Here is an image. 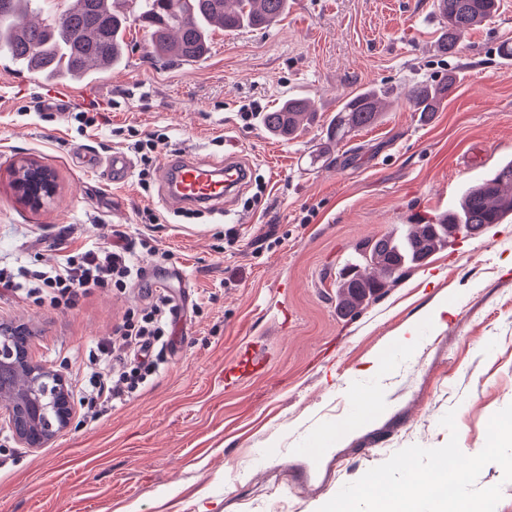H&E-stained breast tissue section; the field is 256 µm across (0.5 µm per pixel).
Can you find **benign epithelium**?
Returning a JSON list of instances; mask_svg holds the SVG:
<instances>
[{
  "label": "benign epithelium",
  "mask_w": 512,
  "mask_h": 512,
  "mask_svg": "<svg viewBox=\"0 0 512 512\" xmlns=\"http://www.w3.org/2000/svg\"><path fill=\"white\" fill-rule=\"evenodd\" d=\"M13 186L20 200L38 208L55 196L51 173L35 160L20 158L13 165ZM18 370L22 387L13 402L0 404L16 442L22 448H40L64 430L73 417V406L63 374L38 364L29 357L28 344L19 340L16 329L0 327V371Z\"/></svg>",
  "instance_id": "1"
}]
</instances>
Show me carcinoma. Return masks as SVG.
<instances>
[{"label":"carcinoma","instance_id":"obj_1","mask_svg":"<svg viewBox=\"0 0 512 512\" xmlns=\"http://www.w3.org/2000/svg\"><path fill=\"white\" fill-rule=\"evenodd\" d=\"M126 0H0V58L5 57L29 71L47 77L85 79L105 72L126 59L124 32L132 24L121 6ZM496 0H435L444 19L440 48L458 52L463 33L485 21ZM288 9V0H141L136 17L148 37L149 56L163 62L194 63L209 49V30L226 32L266 27ZM419 82L408 90L418 112L435 111V103L452 89ZM385 91L363 90L351 97L336 114L333 134L342 140L376 124L381 117ZM314 114L308 99L288 97L264 114L266 131L290 138L303 121ZM512 216V160L493 175L470 185L458 209L441 215L433 224H414L406 235H384L364 243L360 257L378 270L364 276L357 270L343 275L338 307L354 316L363 305L378 298L413 267L420 266L449 241L448 229L463 224L471 235Z\"/></svg>","mask_w":512,"mask_h":512}]
</instances>
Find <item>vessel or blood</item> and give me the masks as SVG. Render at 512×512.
<instances>
[{"label": "vessel or blood", "instance_id": "obj_1", "mask_svg": "<svg viewBox=\"0 0 512 512\" xmlns=\"http://www.w3.org/2000/svg\"><path fill=\"white\" fill-rule=\"evenodd\" d=\"M111 182L125 184L131 175L132 162L115 152L105 161ZM163 200L184 208H220L232 195L246 187L248 172L236 157L222 163H208L186 154L167 153L160 162Z\"/></svg>", "mask_w": 512, "mask_h": 512}]
</instances>
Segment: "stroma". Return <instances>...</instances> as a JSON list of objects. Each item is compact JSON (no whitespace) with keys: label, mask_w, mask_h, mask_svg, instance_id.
<instances>
[{"label":"stroma","mask_w":512,"mask_h":512,"mask_svg":"<svg viewBox=\"0 0 512 512\" xmlns=\"http://www.w3.org/2000/svg\"><path fill=\"white\" fill-rule=\"evenodd\" d=\"M433 0H288L265 29L210 34L206 59L159 64L128 27L122 66L90 82L71 110L100 113L78 132L40 110L32 73L0 60V264H52L126 239L154 265L129 293L95 290L59 313L0 296V323L25 325L34 362L79 384L99 340L157 279L176 328L146 384L98 418L76 409L43 448L17 447L0 422V512H317L347 483L411 445L443 446L454 411L467 455L512 404V216L459 234L353 317L336 306L341 273L372 237L427 224L512 159V0L438 48ZM453 79L420 116L408 89ZM389 90L382 118L340 142L327 130L360 90ZM310 98L314 123L292 139L244 104ZM163 135L161 151L235 155L255 177L213 214L166 207L159 184L112 185L82 153L125 151L124 130ZM27 157L58 186L21 203L11 167ZM153 209L159 223L138 213ZM374 394V410L362 400Z\"/></svg>","instance_id":"1"}]
</instances>
